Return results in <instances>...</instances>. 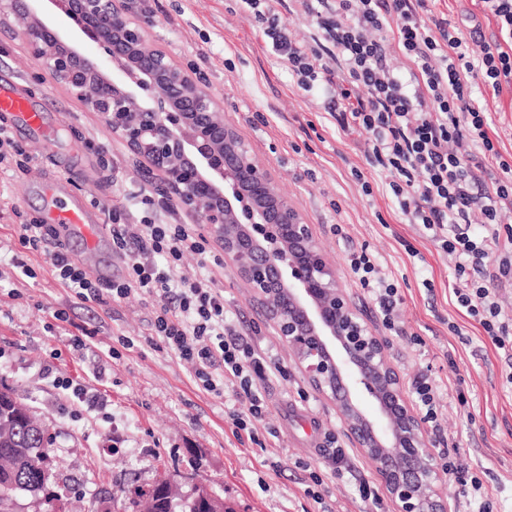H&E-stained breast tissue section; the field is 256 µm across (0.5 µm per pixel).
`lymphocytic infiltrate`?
<instances>
[{"mask_svg":"<svg viewBox=\"0 0 512 512\" xmlns=\"http://www.w3.org/2000/svg\"><path fill=\"white\" fill-rule=\"evenodd\" d=\"M263 35L288 62L303 90L322 81L333 116L345 131L366 135L369 154L394 176L391 190L409 223L419 224L456 260L453 294L499 349L512 350V313L499 304L495 285L512 274V235L501 238L499 216L512 212V162L499 158L488 134L478 87L512 88V0H483L499 35L481 41L479 53L443 18L430 16L428 0H316L325 8L318 24L336 51L339 71L321 70L320 54L292 38L263 0H243ZM409 61L407 74L387 64L388 48ZM468 139L496 158L501 177L486 179L482 162L452 151ZM484 221L473 228L471 214ZM112 243L127 258V275L98 288L62 250L49 261L57 277L84 300L133 294L164 298L151 324L150 346L168 349L191 365L196 381L215 395L232 391L247 415L230 413L235 431L255 434L265 414L261 385L279 373L270 352L259 350L224 305L210 270L181 275L185 253L210 260L208 242L186 224L141 217L138 233L112 227ZM350 268L372 292L382 324L394 329L398 289L367 253L353 254Z\"/></svg>","mask_w":512,"mask_h":512,"instance_id":"1","label":"lymphocytic infiltrate"}]
</instances>
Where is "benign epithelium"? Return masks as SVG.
<instances>
[{"label":"benign epithelium","mask_w":512,"mask_h":512,"mask_svg":"<svg viewBox=\"0 0 512 512\" xmlns=\"http://www.w3.org/2000/svg\"><path fill=\"white\" fill-rule=\"evenodd\" d=\"M33 2L0 0V18L19 19L47 76L143 160L220 245L252 297L269 305L270 325L307 382L343 416L398 512H452L444 470L388 361L387 341L353 308L335 262L255 161L220 100L167 51L147 47V27L127 0H58L62 19L104 50L113 71L81 55Z\"/></svg>","instance_id":"1"}]
</instances>
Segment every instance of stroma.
<instances>
[{
	"instance_id": "stroma-1",
	"label": "stroma",
	"mask_w": 512,
	"mask_h": 512,
	"mask_svg": "<svg viewBox=\"0 0 512 512\" xmlns=\"http://www.w3.org/2000/svg\"><path fill=\"white\" fill-rule=\"evenodd\" d=\"M152 46L171 53L224 100V113L255 159L267 167L290 202L311 224L335 261L353 307L389 343V359L403 385L420 375L438 387L437 422L425 423L432 451L454 462L445 492L465 512L466 482L479 477L495 492L493 512H512V360L458 307L451 292L455 261L422 226L405 223L389 187L392 174L372 164L362 137L343 131L330 115L323 88L304 92L287 64L265 43L243 0H139ZM295 39L319 45L314 16L300 0H268ZM431 10L463 33H498L482 0H432ZM20 81L55 113L69 141L87 153L74 191L96 203L102 224L126 214L139 190L140 206L168 224H184L183 210H163L156 185L127 147L63 86L31 59L15 20L0 23V79ZM489 135L512 157V90L484 91ZM32 155L26 169L0 165V385L28 405L53 438L51 490L65 512H123L135 488L170 480L181 492L204 485L235 512H396L389 495L380 507L362 502L358 478L379 477L345 434V421L298 370L263 305L229 263L214 268L226 307L274 349L285 376L263 385L267 412L258 441L237 438L229 411L247 414L232 396L199 386L189 364L146 342L163 304L132 295L100 304L77 297L55 279L49 254L18 243V226L45 206L47 151L41 139L17 136ZM365 250L397 284L398 331L385 329L377 307L351 272L352 252ZM72 262L107 284L126 274L111 244L87 248L73 240ZM93 333V343L74 349ZM347 451L349 470L322 465L328 436ZM322 501L308 497L311 474Z\"/></svg>"
}]
</instances>
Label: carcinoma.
<instances>
[{"label":"carcinoma","instance_id":"1","mask_svg":"<svg viewBox=\"0 0 512 512\" xmlns=\"http://www.w3.org/2000/svg\"><path fill=\"white\" fill-rule=\"evenodd\" d=\"M52 452L50 439L41 434L32 411L12 394L0 396V512H17L18 498L29 495L52 501L50 469H42ZM131 512H186V496L170 491L167 483L135 490Z\"/></svg>","mask_w":512,"mask_h":512}]
</instances>
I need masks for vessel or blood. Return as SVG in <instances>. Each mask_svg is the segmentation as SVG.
Returning a JSON list of instances; mask_svg holds the SVG:
<instances>
[{
    "label": "vessel or blood",
    "mask_w": 512,
    "mask_h": 512,
    "mask_svg": "<svg viewBox=\"0 0 512 512\" xmlns=\"http://www.w3.org/2000/svg\"><path fill=\"white\" fill-rule=\"evenodd\" d=\"M0 125L10 131L22 130L29 135L53 143L58 141L59 129L47 109L36 107L16 83H0ZM82 147L72 144L63 155H51L49 163L56 167L55 178L46 184L47 209L41 214L43 223L52 225L58 242L82 235L88 247H95L105 234L99 211L86 196L71 192L72 182L80 167Z\"/></svg>",
    "instance_id": "obj_1"
}]
</instances>
